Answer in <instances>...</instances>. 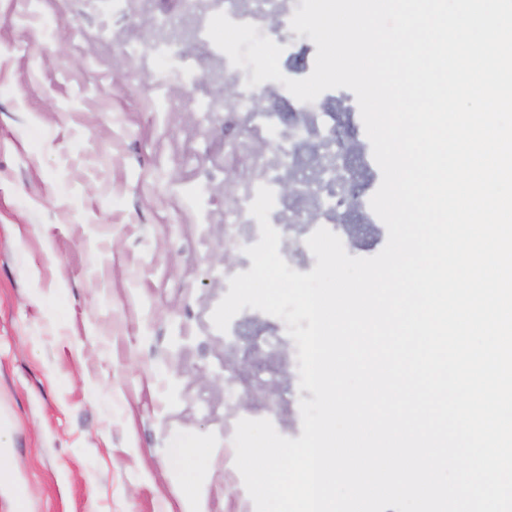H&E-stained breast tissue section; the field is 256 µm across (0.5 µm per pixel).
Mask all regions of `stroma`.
Segmentation results:
<instances>
[{
	"label": "stroma",
	"instance_id": "35a3bbf8",
	"mask_svg": "<svg viewBox=\"0 0 512 512\" xmlns=\"http://www.w3.org/2000/svg\"><path fill=\"white\" fill-rule=\"evenodd\" d=\"M181 0L113 15L107 0H0V512H255L235 467L239 419L299 438V373L277 319L218 331L225 183L246 146L224 89L173 84L149 45ZM350 242L378 254L381 183L353 93L331 126ZM206 456L180 501L186 450Z\"/></svg>",
	"mask_w": 512,
	"mask_h": 512
}]
</instances>
